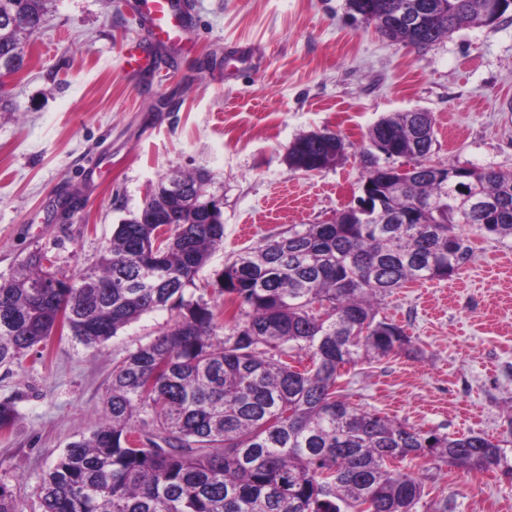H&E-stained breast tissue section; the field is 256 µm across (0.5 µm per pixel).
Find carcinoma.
I'll return each mask as SVG.
<instances>
[{
  "label": "carcinoma",
  "mask_w": 512,
  "mask_h": 512,
  "mask_svg": "<svg viewBox=\"0 0 512 512\" xmlns=\"http://www.w3.org/2000/svg\"><path fill=\"white\" fill-rule=\"evenodd\" d=\"M445 15L448 32L488 25V0H376L367 21L417 50L401 17L415 2ZM48 0H0V67L21 70ZM365 181L382 182L380 151L415 171L399 189L378 186L382 209L363 220L349 206L332 224H295L240 253L210 286L236 306L220 313L186 296L224 242L221 199L206 171L161 179L122 221L96 266L72 277L35 251L0 275V367L68 331L97 346L146 313L174 323L112 365L104 420L68 445L41 479L42 512H418L424 485L395 463L432 458L463 470L504 459L509 437L424 431L353 404L342 370L370 358L410 355L411 337L378 318L381 298L410 282L459 274L471 248L464 228L512 238V173L431 168L429 112H397L368 131ZM344 156L323 129L290 145L288 167L309 172L321 147ZM461 172L469 197L447 174ZM187 190L178 200L171 186Z\"/></svg>",
  "instance_id": "carcinoma-1"
}]
</instances>
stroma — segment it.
I'll return each mask as SVG.
<instances>
[{"instance_id": "35a3bbf8", "label": "stroma", "mask_w": 512, "mask_h": 512, "mask_svg": "<svg viewBox=\"0 0 512 512\" xmlns=\"http://www.w3.org/2000/svg\"><path fill=\"white\" fill-rule=\"evenodd\" d=\"M181 42L152 37L138 0H49L7 78L16 109L0 112V274L32 251L64 276L91 269L151 186L206 169L223 201L224 244L192 291L209 306L216 273L291 224H329L360 195L368 129L396 112L434 119L429 161L512 172V11L467 24L416 50L352 22L346 0H181ZM147 63L124 64L128 45ZM327 128L348 148L337 165L288 168L289 145ZM69 219L52 218L59 196ZM471 257L444 281L408 284L381 316L422 351L365 361L346 379L352 402L422 430L512 431V238L465 230ZM143 315L93 349L71 334L42 354L0 367V402L17 418L0 430V482L20 512H40L43 474L88 434L103 409L112 364L173 324ZM419 512H512V473L454 467L421 472Z\"/></svg>"}]
</instances>
